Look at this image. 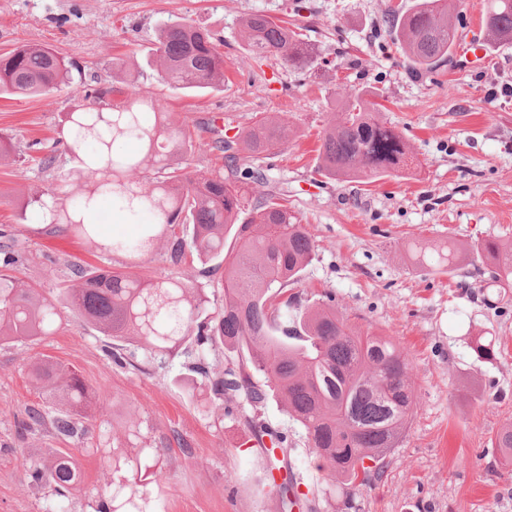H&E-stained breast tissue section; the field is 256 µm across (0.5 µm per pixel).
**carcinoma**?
Instances as JSON below:
<instances>
[{"mask_svg":"<svg viewBox=\"0 0 512 512\" xmlns=\"http://www.w3.org/2000/svg\"><path fill=\"white\" fill-rule=\"evenodd\" d=\"M483 24L488 39L512 44V0H491ZM388 33L415 74L442 67L458 42L448 0H414L406 9H391ZM241 40L250 58H276L298 70L313 66L312 46L268 15L243 19ZM223 46L224 40L202 26L185 20L164 23L154 53L164 84L187 91L224 85ZM69 77V65L43 46L23 44L0 56V95H43ZM372 97L369 90L346 97L342 116L320 134L315 173L354 182L415 169L418 162L407 140L380 115ZM112 110V123L104 129L83 122L80 113L68 116L78 127L66 140L71 152L90 140L99 146L83 170L89 183L82 196L67 208L56 203L58 188L50 187L35 202L50 215L51 228L70 227L101 252L135 256L162 246L174 267L191 256L200 261L203 277L224 271V305L205 313L203 289L190 280L151 279L125 266L91 264L72 266L59 297L104 336L149 354L190 343L200 355L193 370L219 401L214 412H224L226 395H241L252 408L277 397L316 449L318 468L327 480L354 491L367 485L412 419V365L390 337L349 324L330 293L311 304L288 293L315 258V240L288 209V195L271 192L249 202L250 186L264 176L246 162L284 149L295 136L293 128L263 113L231 137L223 128L207 126L208 146L222 154L224 164L194 177L189 163L170 159L176 147L185 152L193 148L188 121L172 117L152 97L130 96ZM147 113L154 122L144 120ZM120 140H135L140 148L112 151ZM97 193L132 217L150 211L156 221L144 225L135 238L102 243L94 225L76 219L84 201ZM229 238L234 240L230 248ZM474 250L489 264L492 286L512 284L511 247L484 240ZM20 261L16 240L1 232L0 345L36 341L56 331L55 302L11 275ZM220 346L240 357L213 375L202 355ZM256 373L263 382L254 381ZM28 374L36 388L58 398L57 413L49 417L30 408L22 429L48 424L63 438L82 434L78 417L90 404L92 389L72 369L48 358L33 361ZM494 447L511 466L512 426L501 429ZM367 460L374 466L365 465ZM25 466L33 485L52 488L60 510L81 484L79 468L68 455ZM279 491L287 510L316 495L298 492L291 478Z\"/></svg>","mask_w":512,"mask_h":512,"instance_id":"obj_1","label":"carcinoma"}]
</instances>
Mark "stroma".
Instances as JSON below:
<instances>
[{
    "label": "stroma",
    "instance_id": "35a3bbf8",
    "mask_svg": "<svg viewBox=\"0 0 512 512\" xmlns=\"http://www.w3.org/2000/svg\"><path fill=\"white\" fill-rule=\"evenodd\" d=\"M395 0H0V53L21 44L50 47L81 71L41 96L0 98V133L14 151L0 158V229L25 246L16 275L56 298L74 263L119 266L122 255L92 250L70 230L44 226L35 196L59 186L71 204L84 186L73 155L59 145L69 113L138 95L162 97L177 118L247 126L257 113L288 119L296 135L284 151L254 159L266 176L254 195L287 191L317 243L294 290L301 299L330 292L351 325L392 337L413 365L415 408L380 474L349 493L329 486L302 428L269 398L249 414L224 399L216 422L200 401L179 349L152 356L127 346L130 363H113L112 346L67 305L58 329L35 342L0 347V512H49L50 488H32L22 466L66 454L81 472L69 512H96L113 485L135 492L141 512H281L273 478L293 475L321 487L316 512H512V472L492 441L512 424V300L497 303L489 270L474 245L512 244V45L487 50V62L411 74L387 33ZM254 13L287 22L313 44L312 69L245 58L240 24ZM199 23L224 38V87L201 94L168 88L153 62L159 26ZM379 93L384 117L408 139L420 165L411 174L364 182L316 176L318 138L348 93ZM52 152L44 169L39 157ZM455 241L466 255L454 272L419 262L415 248ZM155 279L196 280L209 308L224 302L218 279L198 278V263L174 267L164 249L137 260ZM487 338L496 358L478 360ZM46 356L74 370L104 413L87 409L84 438L24 433L31 406L53 407L35 389L29 363ZM288 439V467L269 474L260 427ZM170 478L158 483L155 467Z\"/></svg>",
    "mask_w": 512,
    "mask_h": 512
}]
</instances>
